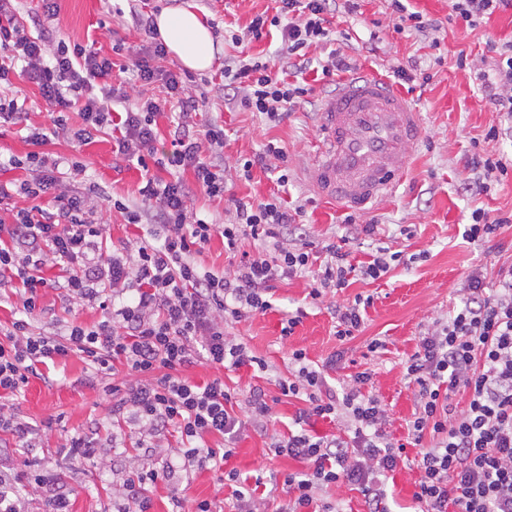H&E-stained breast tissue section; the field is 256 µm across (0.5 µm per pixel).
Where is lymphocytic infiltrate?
<instances>
[{
    "label": "lymphocytic infiltrate",
    "instance_id": "f902f5d3",
    "mask_svg": "<svg viewBox=\"0 0 512 512\" xmlns=\"http://www.w3.org/2000/svg\"><path fill=\"white\" fill-rule=\"evenodd\" d=\"M334 3L278 0L275 14L254 15L231 40L258 41L276 28L295 73L310 68L307 51L314 46L330 49L321 67L323 77L351 71L352 59L332 47L329 16ZM130 19L145 36L132 53L140 94L135 108L126 110L117 124L114 107L128 94L110 78L112 56L123 52L124 44L113 45L112 55L106 56L80 44L53 43L47 35L31 37L19 0H0V82L22 69L52 108L50 127L28 129L33 152L7 161L9 168L23 170L24 178L0 183V292L11 291L22 305L19 318L0 338V394L21 393L30 378L41 376L43 364L71 355L94 376L125 373L115 412L128 414L146 435L176 434L181 465L138 468L120 486L123 503L118 512H150V486L196 467L220 470L222 484L234 489L233 512H334L319 498L332 484L358 486L370 512H388L379 476L405 460L406 446L387 439L385 410L363 394L368 373H358L353 384L336 394L324 390L321 371L303 365L299 350L292 354L300 365L296 377L279 380L278 387L283 396L304 399L306 406L295 418L300 429L272 435L270 449L307 463V470L285 475L282 500L272 510L252 490L238 489L237 470L225 469L239 432L249 425L266 427L271 413L266 394L252 388L251 411L243 419L223 378L197 383L185 372L200 360L217 368L254 364L266 369L265 361L228 336L224 321L266 312L273 282L311 268L313 255L282 246L276 261L247 255L236 269L219 275L198 266L195 256L213 234L233 249L249 238L277 239L299 233L301 227L276 195L258 202L236 200L230 224L207 222L190 210L194 193L224 195V129L212 124L196 134L193 116L206 95L197 93L181 73L162 68L168 51L152 15L134 10ZM491 50L495 57L480 79L491 107L512 123V41ZM158 84L164 89L160 97L153 92ZM224 87L250 111L275 123L288 118L308 93L306 85L274 76L268 62L248 55L225 61ZM168 107L178 111L179 121L171 150L159 155L155 118ZM73 111L82 119L80 126L69 122ZM114 124L119 127V159L146 171L152 165L171 173L163 179L147 171L142 200L134 207L64 186L57 175L59 160L42 150L54 138L88 144ZM467 166L473 176L461 189L470 195L490 190L512 171L504 155L487 150L474 152ZM188 172L193 175L189 181L184 178ZM16 196L28 199V206L12 205ZM107 208L127 224L150 225V240L141 241L132 254L104 256L102 212ZM325 252L328 260L311 286L315 299L327 289L345 287L351 272L342 245L328 243ZM55 267L61 275L45 277V270ZM498 276L491 290L479 277L469 276L459 305L422 335L417 351L403 365L405 378L417 387L419 405L410 424L419 448L415 463L422 471L413 494L418 512H448L452 505L457 512H512V267L499 269ZM46 289L58 291L67 306L95 305L107 316L91 327L70 323L62 336L35 330L30 317ZM130 290L136 293L133 303L116 305V298ZM462 389L469 391L470 402L457 415L451 399ZM339 415L353 428L352 441L313 435L304 428L311 418ZM211 435L225 437V446H208ZM427 436L433 439L428 447L422 444ZM34 496L44 501L47 512H70L66 487L46 473L20 475L0 467V512H30Z\"/></svg>",
    "mask_w": 512,
    "mask_h": 512
}]
</instances>
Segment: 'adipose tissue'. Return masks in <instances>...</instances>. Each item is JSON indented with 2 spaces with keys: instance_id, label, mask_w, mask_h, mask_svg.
<instances>
[{
  "instance_id": "obj_1",
  "label": "adipose tissue",
  "mask_w": 512,
  "mask_h": 512,
  "mask_svg": "<svg viewBox=\"0 0 512 512\" xmlns=\"http://www.w3.org/2000/svg\"><path fill=\"white\" fill-rule=\"evenodd\" d=\"M155 23L160 39L186 68L201 71L211 67L214 59L212 32L190 0L175 9H162Z\"/></svg>"
}]
</instances>
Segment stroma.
<instances>
[{
	"label": "stroma",
	"mask_w": 512,
	"mask_h": 512,
	"mask_svg": "<svg viewBox=\"0 0 512 512\" xmlns=\"http://www.w3.org/2000/svg\"><path fill=\"white\" fill-rule=\"evenodd\" d=\"M199 13L205 14L216 41L217 53L212 67L195 72L205 80L208 105L196 118L198 129L215 120L224 126V176L232 187L234 199L258 201L279 193L290 207H301L299 218L306 230L309 251L320 254L323 246L346 232L345 224L353 214L340 204L320 198L309 182L320 138V112L325 98L335 85L345 84L348 74H339L335 85H327L315 71L304 75L311 91L288 119L270 124L245 108L240 98L225 97L220 75L225 58L238 51L265 55L274 73H281L280 37L266 38L237 49L225 40V31L242 30L257 13L273 8V0H194ZM126 0H58L54 18L42 17L39 0H26L30 16L39 20L31 34L52 31L55 39L66 43H92L104 53H111L115 40L126 45L138 44L137 33L120 26L111 17L112 10L126 7ZM410 11L439 22V47L402 29L397 15L391 13L387 0H362L358 11L350 13L337 7L331 26L336 31L337 48L356 62V72L364 77L392 78L396 67L417 70L419 79L403 90L418 107L423 128L418 149L410 161L405 180L396 192L374 207L358 212V221L377 220L372 236L356 235L348 245L353 270L348 287L329 289L322 300L310 296L311 275L302 272L276 281L271 291L272 307L265 313L249 314L240 321H228L225 329L236 341L246 344L253 355L264 359L268 371L242 367L220 370L198 363L187 371L196 382L223 377L227 387L237 394L238 412L248 411L249 390L261 386L272 408L267 429L246 428L236 443V452L228 467L237 469L247 487H260L265 494L279 496L284 474L300 470L299 461L277 456L269 449L273 433L286 431L301 400L283 397L277 382L293 377L296 366L293 351L305 353L312 364L335 358L336 364L325 372L326 387L333 391L351 382L359 372H368L363 385L365 394L377 399L390 423L393 439L406 441L407 425L417 410L414 384L403 377V364L417 349L425 329L445 320L458 301L457 291L469 275L478 273L487 288L497 284L500 267L512 266V225L501 228L490 241L476 245L463 237L471 213L480 208L490 218L512 215V176L492 185L490 192L475 197L462 195L458 184L469 176L467 160L475 142L484 140L490 126L500 116L482 97L479 73L487 69L492 54L488 42L512 40V12L496 13L487 23L468 28L450 22V0H410ZM470 55L473 65L458 68L459 53ZM0 94L23 100L29 124L46 126L51 108L41 98L36 86L25 77L12 76L0 85ZM285 147L288 152V184L278 186L276 176L253 167L251 178H244V159L258 153L266 144ZM109 134H98L80 148L64 140H52L44 150L61 161L63 183L78 191L95 189L98 195L117 198L128 204L141 201L142 179L134 166L119 164ZM81 162L85 171L72 176V162ZM401 253L402 261L377 281L364 279L359 269L378 248ZM264 252L274 258L273 248L260 241L246 240L240 252L225 249L220 236H212L196 260L205 270L222 273L235 269L241 252ZM372 296L373 303L363 312L364 327L349 340H339L333 309L353 302L356 296ZM40 315L35 326L65 334L70 322L94 324L103 320L101 309L91 305L66 309L56 291L43 292ZM297 318L292 335H283L288 318ZM381 343L369 351L371 340ZM55 378L45 385L30 378L21 394L11 404L15 415L38 427L40 437L35 448L19 447L15 438L0 435V461L23 473L42 469L62 481L70 492L71 512H113V471H127L131 463L162 466L161 456L150 452L153 444H165V437L141 436L135 422L113 416L115 397L102 391L103 380L93 377L83 361L71 356L56 360L50 367ZM81 434L100 442H112L105 459L74 460L67 447L71 436ZM420 470L412 464L398 465L383 479L390 512H414L413 493Z\"/></svg>",
	"instance_id": "stroma-1"
}]
</instances>
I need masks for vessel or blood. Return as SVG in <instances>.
<instances>
[{"instance_id":"vessel-or-blood-1","label":"vessel or blood","mask_w":512,"mask_h":512,"mask_svg":"<svg viewBox=\"0 0 512 512\" xmlns=\"http://www.w3.org/2000/svg\"><path fill=\"white\" fill-rule=\"evenodd\" d=\"M321 146L309 171L323 198L364 210L391 195L418 147L421 114L383 78L348 81L320 113Z\"/></svg>"}]
</instances>
